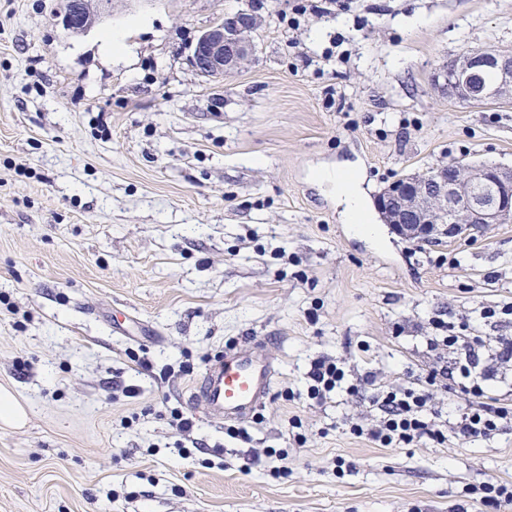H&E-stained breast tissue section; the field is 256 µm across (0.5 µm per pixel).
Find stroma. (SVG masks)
<instances>
[{
  "instance_id": "35a3bbf8",
  "label": "stroma",
  "mask_w": 512,
  "mask_h": 512,
  "mask_svg": "<svg viewBox=\"0 0 512 512\" xmlns=\"http://www.w3.org/2000/svg\"><path fill=\"white\" fill-rule=\"evenodd\" d=\"M65 2L0 0V389L26 411L0 425V512H453L512 485V430L379 448L349 430L354 396L305 386L321 354L405 382L430 318L512 304V223L426 245L376 207L454 158L512 166V98L436 81L460 51L512 52V0H353L294 26L296 0H112L80 34ZM237 12L262 20L255 55L198 75L196 39ZM336 168L365 230L319 180ZM242 336L278 361L249 442L199 412L206 451L181 447L171 411ZM265 448L287 449V476L245 468Z\"/></svg>"
}]
</instances>
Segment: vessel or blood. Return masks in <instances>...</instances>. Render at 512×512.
I'll return each mask as SVG.
<instances>
[{
	"instance_id": "1",
	"label": "vessel or blood",
	"mask_w": 512,
	"mask_h": 512,
	"mask_svg": "<svg viewBox=\"0 0 512 512\" xmlns=\"http://www.w3.org/2000/svg\"><path fill=\"white\" fill-rule=\"evenodd\" d=\"M265 349L264 339L257 336L225 345L193 385L191 404L217 419H252L270 397L277 373L276 362Z\"/></svg>"
}]
</instances>
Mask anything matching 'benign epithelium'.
<instances>
[{
	"label": "benign epithelium",
	"instance_id": "7a95c632",
	"mask_svg": "<svg viewBox=\"0 0 512 512\" xmlns=\"http://www.w3.org/2000/svg\"><path fill=\"white\" fill-rule=\"evenodd\" d=\"M111 0H67L59 23L64 30H86L88 14L100 15ZM252 14L224 17L205 29L192 51V66L200 74L222 79L239 70L256 45ZM495 75L492 83L484 74ZM448 95L484 102L512 93V53L495 49L465 50L443 74ZM378 207L400 235L421 241L446 238L454 243L495 224L512 220V169L478 164L462 169L442 165L414 178L395 180Z\"/></svg>",
	"mask_w": 512,
	"mask_h": 512
}]
</instances>
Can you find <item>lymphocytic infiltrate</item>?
Listing matches in <instances>:
<instances>
[{
  "mask_svg": "<svg viewBox=\"0 0 512 512\" xmlns=\"http://www.w3.org/2000/svg\"><path fill=\"white\" fill-rule=\"evenodd\" d=\"M433 326L432 336L425 339L432 364L421 383L383 385L377 372L368 370L349 384L341 362L320 355L306 372L308 397L324 401L344 384L356 394L370 391V423H352L350 430L379 448L411 447L426 440L441 445L451 436L468 443L511 429L512 403L497 397L496 385L512 372V336L482 338L471 335L469 325L457 327L440 319ZM438 388L449 401H466L457 419H444L432 409Z\"/></svg>",
  "mask_w": 512,
  "mask_h": 512,
  "instance_id": "obj_1",
  "label": "lymphocytic infiltrate"
}]
</instances>
